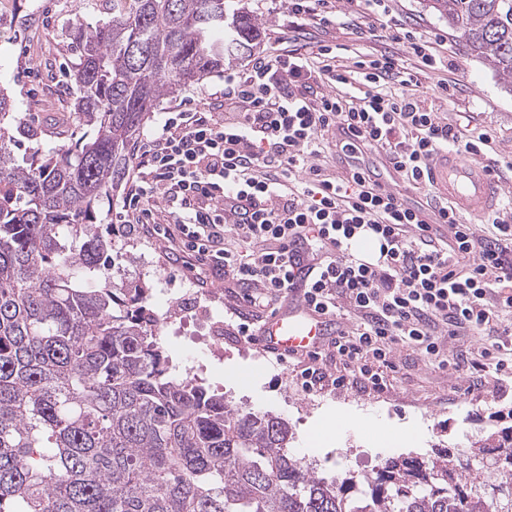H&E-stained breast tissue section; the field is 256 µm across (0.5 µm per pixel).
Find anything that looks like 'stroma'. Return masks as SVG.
<instances>
[{
    "label": "stroma",
    "instance_id": "35a3bbf8",
    "mask_svg": "<svg viewBox=\"0 0 512 512\" xmlns=\"http://www.w3.org/2000/svg\"><path fill=\"white\" fill-rule=\"evenodd\" d=\"M247 3L262 22V56L327 45L338 63L346 66L384 50L393 52L406 68L418 65L403 45L358 36V28L374 20L363 0H340L338 7L349 16L350 26L326 25L306 15L296 35L291 32L285 0ZM385 4L390 24L443 34L434 52L448 65L423 80L420 98L444 122L456 125L469 120L490 132L493 143L483 160L497 171L506 191L512 192V89L467 57L449 36L447 22L425 8L423 0H385ZM104 8L103 0H0V88L13 102L1 123L11 130L20 123L35 130L34 139L15 147L16 158L44 154L69 143L75 87L69 77L68 33L74 17L92 25L104 20ZM26 14L32 16V24L19 27L20 17ZM249 63L245 57L227 64L222 72L179 96L163 99L141 129L139 141L149 139L168 112L213 111L214 95L223 90L225 75L244 72ZM441 83L455 87L454 97L438 94ZM137 176V165H130L127 185L116 195L101 197L99 217L112 238V282L118 288L136 283L148 288L147 307L157 320L161 347L176 377H195L224 393L235 409L283 418L293 434L291 454L331 480L369 475L386 459L427 456L436 448L467 460L471 469L490 466V459L477 455L474 446L491 433L512 429V382L504 383L496 394L477 390L469 371L448 373L403 348L397 351L393 368L384 372V392L360 386L341 392H302L289 364L276 363L272 355L231 336L224 323L225 308L235 303L231 284L212 275L205 261L184 248L178 231L166 236L128 233L122 219L129 185ZM336 408L361 416L363 426L339 428L324 437V417Z\"/></svg>",
    "mask_w": 512,
    "mask_h": 512
}]
</instances>
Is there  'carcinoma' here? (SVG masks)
<instances>
[{
  "label": "carcinoma",
  "instance_id": "carcinoma-1",
  "mask_svg": "<svg viewBox=\"0 0 512 512\" xmlns=\"http://www.w3.org/2000/svg\"><path fill=\"white\" fill-rule=\"evenodd\" d=\"M512 86V0H424ZM242 0H112L70 29L68 146L20 163L0 126V512H500L512 432L486 474L437 448L330 481L288 454V423L170 374L148 289L112 287L98 201L126 179L149 114L262 42Z\"/></svg>",
  "mask_w": 512,
  "mask_h": 512
}]
</instances>
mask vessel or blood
<instances>
[{"mask_svg": "<svg viewBox=\"0 0 512 512\" xmlns=\"http://www.w3.org/2000/svg\"><path fill=\"white\" fill-rule=\"evenodd\" d=\"M429 173L437 196L420 211L430 222L439 221V207L444 203L471 218H484L496 208L503 192L502 182L485 163L452 152L438 154ZM337 331L335 318L314 312L299 293L293 292L283 305L264 317L256 340L260 347L286 357L315 351Z\"/></svg>", "mask_w": 512, "mask_h": 512, "instance_id": "obj_1", "label": "vessel or blood"}]
</instances>
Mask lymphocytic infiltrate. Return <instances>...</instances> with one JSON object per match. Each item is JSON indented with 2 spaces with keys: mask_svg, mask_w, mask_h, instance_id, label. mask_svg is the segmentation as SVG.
<instances>
[{
  "mask_svg": "<svg viewBox=\"0 0 512 512\" xmlns=\"http://www.w3.org/2000/svg\"><path fill=\"white\" fill-rule=\"evenodd\" d=\"M368 33L406 44L422 69L436 65L432 37L381 19ZM331 52L327 45L313 55L291 49L226 76L224 103L234 121L191 109L167 117L140 148L141 174L127 201L130 232L168 213L185 246L246 288L257 309L286 298L296 268L307 265L304 302L358 321L326 351L297 355L295 377L305 392L384 391L383 371L400 346L442 369L478 375L490 368L512 379V199L481 234L447 206L441 222L422 220L373 170L353 165L331 178L317 162L333 130L337 154L384 150L409 185L426 187L440 151L479 155L491 135L443 122L408 94L420 74L402 70L395 55L361 59L347 71L327 63ZM354 76L369 86L356 99L341 92ZM394 82L401 93H385ZM444 334L476 335L485 344L447 352Z\"/></svg>",
  "mask_w": 512,
  "mask_h": 512,
  "instance_id": "1",
  "label": "lymphocytic infiltrate"
}]
</instances>
